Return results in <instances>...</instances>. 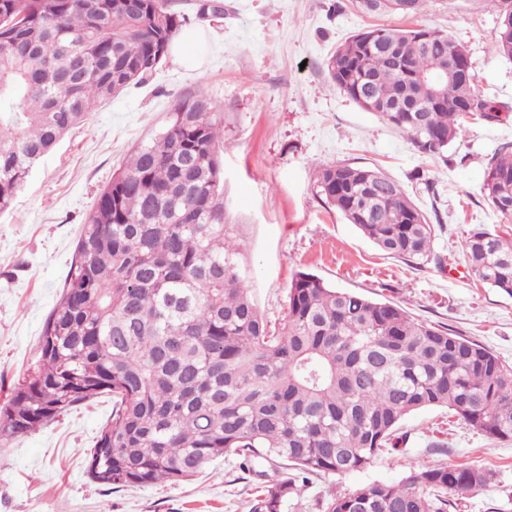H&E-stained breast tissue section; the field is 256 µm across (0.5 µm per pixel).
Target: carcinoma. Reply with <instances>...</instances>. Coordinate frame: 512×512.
<instances>
[{"mask_svg":"<svg viewBox=\"0 0 512 512\" xmlns=\"http://www.w3.org/2000/svg\"><path fill=\"white\" fill-rule=\"evenodd\" d=\"M428 0H351L365 15L411 18ZM0 213L31 169L96 103L146 79L188 23L164 0H0ZM329 57V76L352 101L443 157L461 119H499L477 94L472 63L450 36L427 28H372ZM495 53L512 59V23ZM458 71L448 79V68ZM439 83L433 104L413 82ZM224 125L200 89L178 101L161 132L135 146L100 190L60 298L45 319L38 360L0 408V440L29 433L77 405L112 396V419L87 456L104 487L179 485L229 455L311 475L367 467L401 421L451 410L490 438L512 439V367L486 347L418 322L398 304L341 291L299 271L288 313L271 327L253 297L239 227L226 223L217 145ZM320 199L381 251L430 261L435 227L401 184L377 167L324 165ZM481 190L512 216V143L498 149ZM463 251L479 279L512 296V235L474 230ZM263 478L253 512H284L293 477ZM493 474L474 467L410 472L333 495L325 512H448V496L476 493Z\"/></svg>","mask_w":512,"mask_h":512,"instance_id":"carcinoma-1","label":"carcinoma"}]
</instances>
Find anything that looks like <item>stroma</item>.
Returning <instances> with one entry per match:
<instances>
[{"label": "stroma", "mask_w": 512, "mask_h": 512, "mask_svg": "<svg viewBox=\"0 0 512 512\" xmlns=\"http://www.w3.org/2000/svg\"><path fill=\"white\" fill-rule=\"evenodd\" d=\"M170 2L189 28L204 33L203 65L167 57L147 81L100 103L40 159L12 209L0 213V405L38 358L43 322L98 192L175 103L200 89L224 119V212L239 227L253 295L270 325L283 322L292 278L307 271L336 288L393 301L512 366V296L483 284L462 250L473 229L512 233V217L481 191L489 159L512 143V60L491 45L497 0H428L410 19L364 15L350 0ZM367 27H425L452 37L470 56L477 92L504 105L507 118L467 119L444 157L419 153L405 134L344 95L324 68L337 46ZM341 161L377 166L402 184L435 226L431 261L384 255L316 195L318 168ZM111 413L103 397L0 443V512H251L259 479L232 456L175 487L93 483L87 452ZM396 435V449L361 471L310 477L287 512H324L332 494L439 466L494 474L449 512H512V440L489 439L444 407L406 416Z\"/></svg>", "instance_id": "1"}]
</instances>
